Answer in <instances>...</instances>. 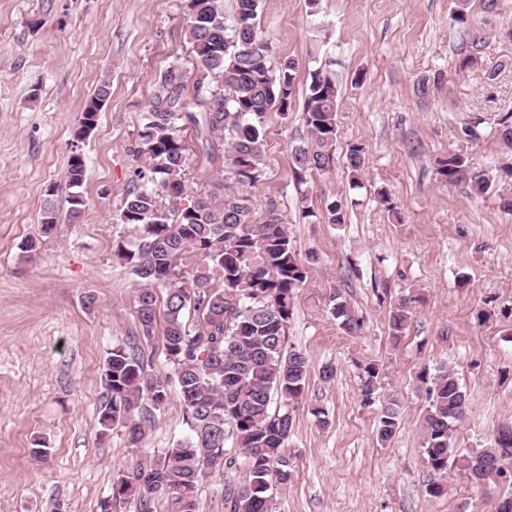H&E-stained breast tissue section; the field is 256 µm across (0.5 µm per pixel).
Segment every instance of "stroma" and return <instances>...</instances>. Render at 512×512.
<instances>
[{"instance_id":"1","label":"stroma","mask_w":512,"mask_h":512,"mask_svg":"<svg viewBox=\"0 0 512 512\" xmlns=\"http://www.w3.org/2000/svg\"><path fill=\"white\" fill-rule=\"evenodd\" d=\"M457 0H263L257 23L274 69L293 67L288 112L266 117L263 174L244 188L257 219L275 203L300 255L315 254L295 298L287 344L310 362L288 446V484L274 512H493L512 485L473 487L458 469L449 493L430 498L421 419L428 404L421 371L452 367L468 408L456 427L461 449L486 445L512 418V150L498 120L512 111V0H469L468 21L453 24ZM185 0H0V512H101L112 477L187 432L178 390L129 447L121 429L101 434L102 371L112 346L136 338L134 280L113 249L135 241L115 223L143 161L132 148L167 67L191 68ZM481 42L471 68L462 46ZM330 70L339 87L334 165L299 190L291 148L302 130L307 71ZM110 96L96 128L74 138L101 82ZM366 153L364 186H349L348 144ZM83 155L85 204L69 220L68 159ZM464 152L493 177L489 191L448 184L437 161ZM386 188L394 220L376 191ZM342 198L346 221L320 217L328 196ZM52 203L61 219L41 231ZM34 241L33 255L24 246ZM340 289L359 327L340 329L325 299ZM411 298L400 338L389 314ZM382 375L374 403L360 393L361 365ZM336 374L324 380V365ZM396 402L400 425L377 438L382 406ZM326 414L319 424L313 408ZM50 448L35 459L31 443ZM243 467L211 469L199 486V512H230L224 485Z\"/></svg>"}]
</instances>
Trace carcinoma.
Returning a JSON list of instances; mask_svg holds the SVG:
<instances>
[{"instance_id": "1", "label": "carcinoma", "mask_w": 512, "mask_h": 512, "mask_svg": "<svg viewBox=\"0 0 512 512\" xmlns=\"http://www.w3.org/2000/svg\"><path fill=\"white\" fill-rule=\"evenodd\" d=\"M262 0H236L232 22L223 0H187V40L195 81L187 95L188 72L179 65L158 77V90L133 153L145 159L127 193L116 223L139 230L137 241L116 242L113 254L130 268L136 290L132 302L139 331L150 338L158 316L164 319L168 360L174 368L188 429L185 439L156 451L154 457L112 483V498H134L139 512H154L156 496L167 500V512H198V486L219 462L228 468L242 457L245 478L225 485L230 512H273V490L291 481L294 455L288 448L292 408L301 399L309 374L305 353L286 349L294 294L308 278L314 256L301 259L275 204L265 219L254 218L238 189L255 185L264 166L265 119L268 112H287L295 93L292 68L276 71L271 45L259 32ZM302 106L304 132L292 148L297 185L333 165L339 138L340 90L333 75L321 68L307 73ZM192 125L210 146V162L222 161V177L189 192L185 176L189 147L178 124ZM499 139L512 148V113L499 119ZM350 186L362 187L364 147L348 144ZM438 173L450 184L462 180L484 193L491 187L485 173L468 158L450 152L438 161ZM85 164L68 163L71 218L85 205L81 188ZM326 224L345 223L344 201H324ZM164 305H159V292ZM410 299L402 298L389 317L391 335L401 336L409 319ZM327 306L341 329L350 333L357 320L341 293L329 294ZM145 352L116 344L105 361L104 401L98 414L101 431H124L137 447L154 411L165 405L169 380L148 370ZM429 405L422 421V456L437 479L426 485L429 497L448 493V469L466 472L483 488L512 460V422L500 424L490 443L460 451L455 430L467 409L466 393L451 368L423 373ZM379 368H362L360 393L375 400ZM282 408L271 411L273 398ZM400 424L398 410L382 408L378 440L389 441Z\"/></svg>"}]
</instances>
